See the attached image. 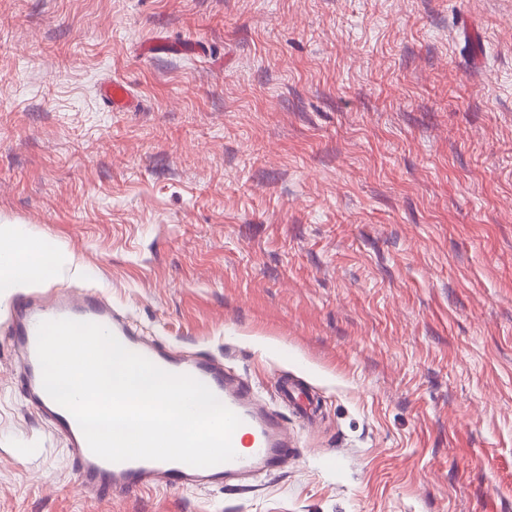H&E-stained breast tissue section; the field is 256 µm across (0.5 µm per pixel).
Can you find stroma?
Returning a JSON list of instances; mask_svg holds the SVG:
<instances>
[{"instance_id": "obj_1", "label": "stroma", "mask_w": 512, "mask_h": 512, "mask_svg": "<svg viewBox=\"0 0 512 512\" xmlns=\"http://www.w3.org/2000/svg\"><path fill=\"white\" fill-rule=\"evenodd\" d=\"M11 224L66 258L29 293L223 360L300 453L89 497L24 399L12 293L0 512H512V0H0ZM101 96L111 112H125L129 109L130 94L122 81L113 79L101 84Z\"/></svg>"}]
</instances>
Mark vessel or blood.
Masks as SVG:
<instances>
[{"instance_id":"1","label":"vessel or blood","mask_w":512,"mask_h":512,"mask_svg":"<svg viewBox=\"0 0 512 512\" xmlns=\"http://www.w3.org/2000/svg\"><path fill=\"white\" fill-rule=\"evenodd\" d=\"M101 95L113 112L128 110L130 94L122 81L103 83ZM94 322L108 328L128 350L138 353L165 371L186 374L206 384L220 402L242 420L232 435L233 446L247 445L248 453L210 467H195L176 461L129 460L110 462L96 456L74 416L44 390L36 353L37 327L55 319ZM10 329L28 362L26 385L28 406L46 419L68 445L76 483L94 494L128 493L155 483L171 488L229 482L239 476L271 472L281 468L297 448L287 437L283 420L259 406L253 388L225 369L223 362L204 357H181L156 339L137 335L113 311L102 294L86 291L77 295L49 293L22 300L15 310Z\"/></svg>"}]
</instances>
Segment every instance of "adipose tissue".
<instances>
[{
    "label": "adipose tissue",
    "instance_id": "obj_1",
    "mask_svg": "<svg viewBox=\"0 0 512 512\" xmlns=\"http://www.w3.org/2000/svg\"><path fill=\"white\" fill-rule=\"evenodd\" d=\"M53 267L54 259L45 245L29 240L23 226L0 233V296L47 277Z\"/></svg>",
    "mask_w": 512,
    "mask_h": 512
}]
</instances>
